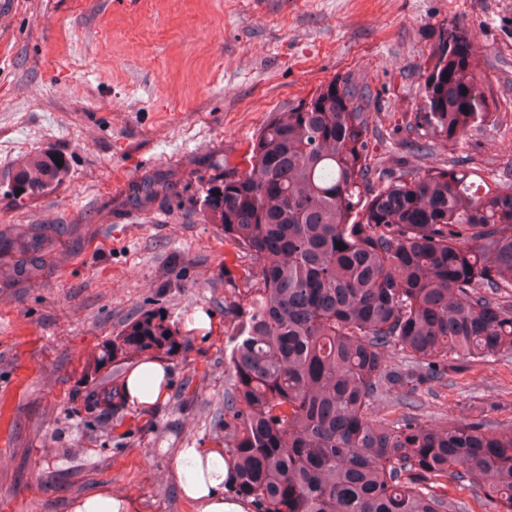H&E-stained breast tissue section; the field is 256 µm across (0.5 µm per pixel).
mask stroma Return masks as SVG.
<instances>
[{
    "mask_svg": "<svg viewBox=\"0 0 512 512\" xmlns=\"http://www.w3.org/2000/svg\"><path fill=\"white\" fill-rule=\"evenodd\" d=\"M464 29L495 124L449 152L512 185V0H0V179L22 156L68 160L54 190L14 203L0 229L73 224L76 239L37 281L0 288V512H73L103 491L128 512H196L174 470L181 448H213L232 321L250 262L196 199L238 164L275 113L320 84L372 93L376 153L407 166L404 113L442 28ZM174 194L142 200L150 182ZM182 285L164 287L168 270ZM163 307L186 342L170 392L105 429L83 406L89 361L141 310ZM512 424V353L456 365L413 403L373 416Z\"/></svg>",
    "mask_w": 512,
    "mask_h": 512,
    "instance_id": "35a3bbf8",
    "label": "stroma"
}]
</instances>
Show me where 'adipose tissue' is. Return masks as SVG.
<instances>
[{"label":"adipose tissue","mask_w":512,"mask_h":512,"mask_svg":"<svg viewBox=\"0 0 512 512\" xmlns=\"http://www.w3.org/2000/svg\"><path fill=\"white\" fill-rule=\"evenodd\" d=\"M169 374L163 360L151 358L135 365L125 378L129 402L151 408L168 393ZM175 476L184 497L198 512H249L251 504L224 494L227 468L219 448H182L175 458Z\"/></svg>","instance_id":"adipose-tissue-1"}]
</instances>
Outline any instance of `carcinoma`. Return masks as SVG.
<instances>
[{
    "mask_svg": "<svg viewBox=\"0 0 512 512\" xmlns=\"http://www.w3.org/2000/svg\"><path fill=\"white\" fill-rule=\"evenodd\" d=\"M421 87L405 130L423 159L491 118L476 53L455 26L429 50ZM370 102L364 87L322 84L259 129L243 168L226 163L201 186L207 223L251 260L246 306H224L237 320L215 420L230 469L224 491L252 512H467L448 495L452 483L512 512V425L369 415L451 360L512 352V187L452 154L439 167L383 164L370 151ZM67 166L51 150L29 154L4 193L22 203L55 188ZM376 174L385 182L373 190ZM71 233L0 230L6 281L42 276ZM392 348L412 367H392ZM184 350L163 309L127 320L93 359L86 412L121 426L123 365Z\"/></svg>",
    "mask_w": 512,
    "mask_h": 512,
    "instance_id": "carcinoma-1",
    "label": "carcinoma"
}]
</instances>
